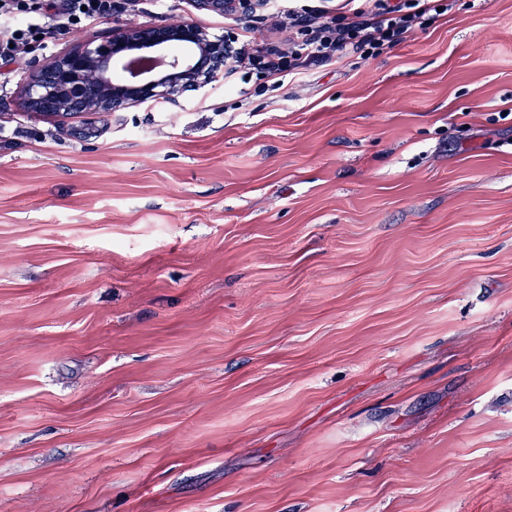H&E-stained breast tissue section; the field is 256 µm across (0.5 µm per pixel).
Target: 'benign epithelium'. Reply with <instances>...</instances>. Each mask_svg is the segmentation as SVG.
I'll use <instances>...</instances> for the list:
<instances>
[{"mask_svg":"<svg viewBox=\"0 0 512 512\" xmlns=\"http://www.w3.org/2000/svg\"><path fill=\"white\" fill-rule=\"evenodd\" d=\"M199 12L253 17L264 0H189ZM231 44L194 21L131 24L64 51L37 67L21 89L23 111L43 118H96L163 101L183 110L207 97Z\"/></svg>","mask_w":512,"mask_h":512,"instance_id":"benign-epithelium-1","label":"benign epithelium"}]
</instances>
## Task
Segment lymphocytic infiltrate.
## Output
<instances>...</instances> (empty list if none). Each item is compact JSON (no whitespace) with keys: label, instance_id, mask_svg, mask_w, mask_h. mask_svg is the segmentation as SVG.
<instances>
[{"label":"lymphocytic infiltrate","instance_id":"1","mask_svg":"<svg viewBox=\"0 0 512 512\" xmlns=\"http://www.w3.org/2000/svg\"><path fill=\"white\" fill-rule=\"evenodd\" d=\"M443 0H345L344 14H333L327 0L297 6L293 0H267L273 16L288 22V46L255 48L235 39L233 69L266 77L300 78L317 67L333 66L350 55L380 56L424 27ZM111 0H0V61L28 52L44 31L60 32L109 12Z\"/></svg>","mask_w":512,"mask_h":512}]
</instances>
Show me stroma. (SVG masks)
Wrapping results in <instances>:
<instances>
[{
  "label": "stroma",
  "mask_w": 512,
  "mask_h": 512,
  "mask_svg": "<svg viewBox=\"0 0 512 512\" xmlns=\"http://www.w3.org/2000/svg\"><path fill=\"white\" fill-rule=\"evenodd\" d=\"M0 66V512H512V0L381 56L42 119Z\"/></svg>",
  "instance_id": "1"
}]
</instances>
